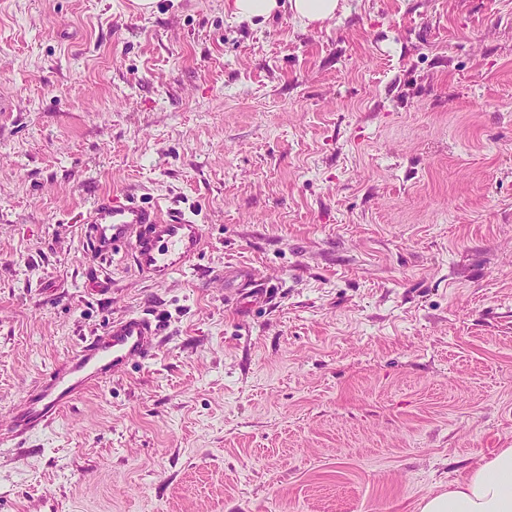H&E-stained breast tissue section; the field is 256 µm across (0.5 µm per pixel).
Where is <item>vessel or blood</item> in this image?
Listing matches in <instances>:
<instances>
[{"label": "vessel or blood", "instance_id": "obj_1", "mask_svg": "<svg viewBox=\"0 0 512 512\" xmlns=\"http://www.w3.org/2000/svg\"><path fill=\"white\" fill-rule=\"evenodd\" d=\"M87 222L93 253L109 258L126 250L138 273L157 283L192 269L203 247L202 225L184 211H164L130 197L97 198ZM160 340V322L147 315L113 320L27 393L11 415L12 438L47 428L88 390L124 374L130 363L151 359Z\"/></svg>", "mask_w": 512, "mask_h": 512}]
</instances>
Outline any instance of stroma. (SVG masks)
<instances>
[{"mask_svg":"<svg viewBox=\"0 0 512 512\" xmlns=\"http://www.w3.org/2000/svg\"><path fill=\"white\" fill-rule=\"evenodd\" d=\"M344 6L0 0V512H418L512 448V0ZM105 194L202 224L195 271L97 258ZM142 313L152 359L10 439ZM280 0H225L224 12L240 21L267 19L282 6ZM341 0H289L288 10L302 26L323 24L343 11ZM160 340V321L144 314L113 320L102 334L85 338L80 348L46 374L13 411L11 437L23 440L47 428L88 390L124 374L130 363L151 359Z\"/></svg>","mask_w":512,"mask_h":512,"instance_id":"1","label":"stroma"}]
</instances>
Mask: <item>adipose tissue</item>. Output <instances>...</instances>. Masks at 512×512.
<instances>
[{
    "label": "adipose tissue",
    "instance_id": "ef3b65f1",
    "mask_svg": "<svg viewBox=\"0 0 512 512\" xmlns=\"http://www.w3.org/2000/svg\"><path fill=\"white\" fill-rule=\"evenodd\" d=\"M283 5L305 27L344 9L342 0H224L225 12L240 21L269 18ZM419 512H512V448L497 449L447 490L424 496Z\"/></svg>",
    "mask_w": 512,
    "mask_h": 512
}]
</instances>
